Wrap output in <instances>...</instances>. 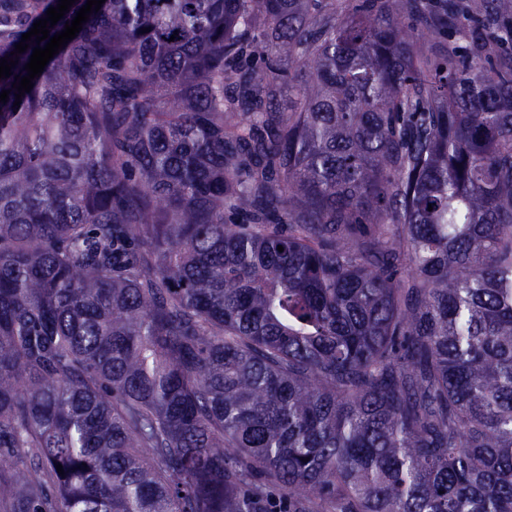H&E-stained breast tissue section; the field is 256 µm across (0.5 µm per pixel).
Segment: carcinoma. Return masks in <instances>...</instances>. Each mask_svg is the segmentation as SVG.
Returning a JSON list of instances; mask_svg holds the SVG:
<instances>
[{
    "label": "carcinoma",
    "mask_w": 512,
    "mask_h": 512,
    "mask_svg": "<svg viewBox=\"0 0 512 512\" xmlns=\"http://www.w3.org/2000/svg\"><path fill=\"white\" fill-rule=\"evenodd\" d=\"M58 3L0 0V512H512V0H105L16 106Z\"/></svg>",
    "instance_id": "obj_1"
}]
</instances>
